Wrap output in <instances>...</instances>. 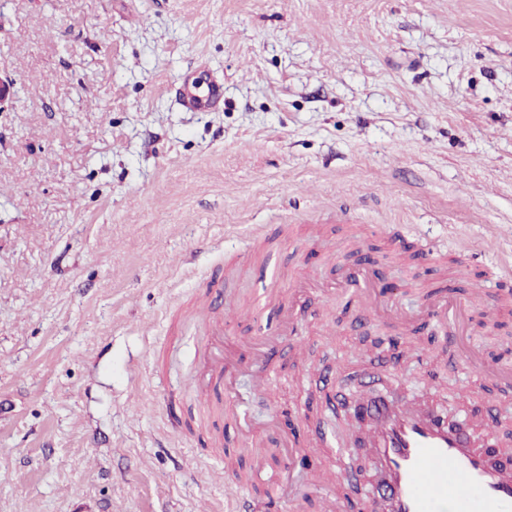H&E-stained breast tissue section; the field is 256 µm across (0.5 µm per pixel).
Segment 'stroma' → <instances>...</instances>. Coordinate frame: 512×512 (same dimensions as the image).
Returning a JSON list of instances; mask_svg holds the SVG:
<instances>
[{"mask_svg": "<svg viewBox=\"0 0 512 512\" xmlns=\"http://www.w3.org/2000/svg\"><path fill=\"white\" fill-rule=\"evenodd\" d=\"M201 64L224 102L188 112L174 87ZM0 74L18 89L0 112V512L223 505L213 471L251 456L228 419L211 445L182 387L202 346L184 312L215 271L241 266L224 293L252 306L263 270L335 285L367 259L414 314L411 280L512 268V0H0ZM380 224L435 261L394 271ZM501 293L448 338L303 296L304 349L280 350L249 413L289 418L305 497L346 460L308 441L347 426L324 409L347 376L470 390V420L493 405L512 448V390L458 355L512 364Z\"/></svg>", "mask_w": 512, "mask_h": 512, "instance_id": "obj_1", "label": "stroma"}]
</instances>
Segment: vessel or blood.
Returning a JSON list of instances; mask_svg holds the SVG:
<instances>
[{
    "label": "vessel or blood",
    "mask_w": 512,
    "mask_h": 512,
    "mask_svg": "<svg viewBox=\"0 0 512 512\" xmlns=\"http://www.w3.org/2000/svg\"><path fill=\"white\" fill-rule=\"evenodd\" d=\"M223 96L222 85L209 81L206 93H199L193 80H184L181 102L190 111L216 106ZM371 266L349 271L346 288L370 321L379 317L376 280ZM488 288L487 282L471 285L455 298L433 294L423 307L427 319L442 328L453 329L460 313ZM263 306L281 309L290 323H298L302 309L296 302H285L278 287L266 286ZM193 320L204 338L224 333V319L216 314L208 299H200L192 309ZM269 353L258 354L249 367L251 393L263 399L274 382L267 366ZM207 379L190 377L187 385L199 410L212 418L221 415V392L234 372L225 359L204 354ZM361 423L354 440L376 473L372 492L365 502L368 512H512V456L497 452V434L486 426L475 434L470 424L451 418L431 401L397 400L376 394L369 386H361L355 406ZM254 475L264 479L268 497L256 503L243 495L245 476L232 467L224 469V492L232 502L231 512H273L282 498V474L256 464Z\"/></svg>",
    "instance_id": "vessel-or-blood-1"
}]
</instances>
